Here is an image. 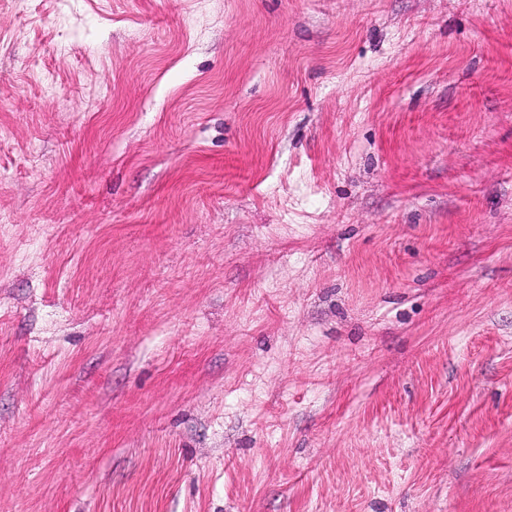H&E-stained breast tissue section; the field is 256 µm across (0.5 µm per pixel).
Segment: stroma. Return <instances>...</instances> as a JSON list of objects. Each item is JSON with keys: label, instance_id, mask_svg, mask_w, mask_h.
<instances>
[{"label": "stroma", "instance_id": "1", "mask_svg": "<svg viewBox=\"0 0 512 512\" xmlns=\"http://www.w3.org/2000/svg\"><path fill=\"white\" fill-rule=\"evenodd\" d=\"M0 512H512V0H0Z\"/></svg>", "mask_w": 512, "mask_h": 512}]
</instances>
